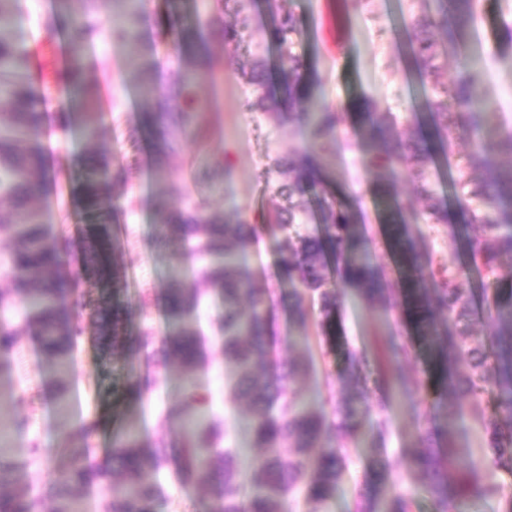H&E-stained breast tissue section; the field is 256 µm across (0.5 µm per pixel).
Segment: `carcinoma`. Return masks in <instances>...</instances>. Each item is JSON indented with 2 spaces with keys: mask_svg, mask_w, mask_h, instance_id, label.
<instances>
[{
  "mask_svg": "<svg viewBox=\"0 0 512 512\" xmlns=\"http://www.w3.org/2000/svg\"><path fill=\"white\" fill-rule=\"evenodd\" d=\"M433 4V9L414 16L407 30L408 65L424 95V111L428 112L425 125L414 131L401 130L394 120L363 107L364 136L370 144L366 162L376 171L404 168L414 173L430 223L447 224L456 216L463 224L482 227L480 234L467 241V258L468 268L493 285L486 301L500 323L493 332L494 369L488 365V354L469 344L473 297L463 286L462 269L451 260L435 262L429 252L419 254L394 201L393 185L379 186L381 197L390 201L389 248L405 270L402 292L417 335H436L433 359L440 388L468 398L485 430L495 463L512 470V285L503 287L497 276L500 258L512 257V213L508 210L512 165H493L482 154L486 108L471 65L449 84L435 80L459 53L472 28L473 0H433ZM266 5L272 15L266 38L286 56L288 66L281 74L280 92L274 95L268 87L265 60H252L246 81L254 88L255 99L249 107L263 112L273 108L282 123L305 122L311 141L309 151H291L274 159V168L285 176L277 190L284 205L269 223L247 224L241 220L232 223L224 214L211 211L205 198L190 206L159 200V241L172 247L175 258L181 260L191 251L220 261L203 265L190 282L175 277L163 289L161 312L171 330L158 339L152 352H145L147 337L129 329L130 320L139 311L132 302L112 309V324L103 326L98 337L104 351L123 356L127 364L119 398L143 399L169 364L179 365L186 399L165 415L168 424L178 426L175 435L146 442L131 418L100 460L91 443L97 424H83L68 434L66 444L58 449L62 466L55 469L43 499L0 492V512H38L44 499L51 501V512H81L91 488L109 485L112 492L105 493L102 512H159L163 490L145 476L166 468L173 469L183 482L199 481L207 486L212 497L209 512H286L285 504L292 505L300 498L308 512H320L336 492L348 460V442L354 435L351 421L359 415L371 416L369 390L356 385L341 400L329 392L317 408L303 401L295 383L308 373L310 363L274 357L272 305L265 292L252 286L242 257L266 233L282 234L276 275L300 286L289 308L290 322L296 328L306 327L310 313L305 299L317 300V326L327 343L336 335L341 286L357 289L372 305L383 304L391 289L370 261L355 215L323 191L326 177L322 157L335 145L340 116L329 106L311 109L319 83L312 77L306 58L293 50L297 20L283 10L279 0H266ZM143 24L139 11L130 8L121 24L106 27L94 0H86L79 15L55 16L46 25L45 38L53 46L62 39L65 56L63 66L52 72L50 80L43 73L30 71L26 49L0 29V80L11 87L9 111L0 112V244L7 248V284L0 289V385L10 377L8 355L20 336L30 337L42 357L62 373L82 336L83 304L73 299V289L59 273L61 255L69 243L49 234L38 207L48 186L43 142L46 116L39 101L51 84H63L79 97L87 136L95 138L100 131L98 96L86 83L95 61L87 47L105 32L115 51L133 56L139 50ZM246 28L244 19L224 25V44L233 50L239 47ZM169 32L173 35L170 50L178 57L204 40L203 28L186 33L174 20L169 21ZM179 85L177 99L157 93L148 82L142 85L143 93L154 98V105L141 112L140 121L154 133L155 154L163 162L161 172L176 154L178 136L191 134L204 139L209 134V125L192 106V75L181 74ZM458 132L471 140L466 166H481L483 176L475 181L461 173L452 180L455 196L470 201L460 205L455 215L423 174L439 157L448 156L453 135ZM133 175L131 160L121 162L113 156L90 159L82 198L103 228L117 221L118 213L99 207L100 200L120 198ZM296 196L318 198L324 234L293 232ZM102 249L103 244L96 239L85 242L87 271L93 273L101 266ZM207 294L222 301L218 323L224 333V363L235 374L233 398L248 403L255 447L264 449L252 457L248 485L241 478L237 452L212 447L220 438V423L210 419V398L195 383L206 358L193 313ZM407 356L403 338L392 337L389 370L394 386L403 392L420 386L419 380L406 377L400 365ZM492 386L501 389V414L500 420L490 423L483 403ZM327 406L332 414L343 417L341 424L327 417ZM453 462L452 453L438 445L432 433L423 434L419 448L403 461L396 462L386 454L381 457L367 487L356 494V512H411L412 502L407 496L397 493L382 505L372 488L382 481L400 485L415 472L427 476L426 492L437 512H456L459 493L450 476ZM19 474L15 455L0 449V489L16 482Z\"/></svg>",
  "mask_w": 512,
  "mask_h": 512,
  "instance_id": "carcinoma-1",
  "label": "carcinoma"
}]
</instances>
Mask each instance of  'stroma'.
Segmentation results:
<instances>
[{
  "label": "stroma",
  "instance_id": "35a3bbf8",
  "mask_svg": "<svg viewBox=\"0 0 512 512\" xmlns=\"http://www.w3.org/2000/svg\"><path fill=\"white\" fill-rule=\"evenodd\" d=\"M147 2L140 57L152 62L155 83L168 93L176 85L180 70L190 67L191 62L186 57L177 61L169 58L167 21L176 17L181 27H196L199 19L205 18L211 0ZM282 7L298 22L296 50L316 72L322 102L341 105L336 151L323 161L331 181L329 189L354 211L358 224L365 229L374 261L390 282H397L399 271L388 248L383 202L374 189L380 177L363 164L366 141L353 105L364 100L374 111L393 113L402 125L413 124L411 111L421 103L417 96L419 82L406 69L403 41L406 24L422 11L424 0H363L360 7H348V32L342 38L336 34V0H283ZM82 9V0H14V35L29 51H36L43 42L48 20L59 13L77 14ZM245 13L249 30L236 52L237 61H230L223 39L216 36L209 43L213 69L196 73V98L206 110L211 134L202 143L183 137L178 155L214 164V190L209 198L213 210L228 219L241 218L255 224L280 202L275 194L280 176L270 170L272 158L308 148L309 142L304 122L282 124L248 107L251 95L240 76L242 63L265 57L269 76L275 81L284 61L265 40L270 15L263 0H249ZM508 28L512 29V0H479L466 47L467 53L482 59L478 80L491 129L484 147L488 159L497 164L512 162V157L501 154L496 146L497 139L512 136V45L502 41ZM87 51L97 60L90 80L97 89L103 114L101 133L92 142L84 137L80 108L66 90L54 89L43 98L48 175L54 184L39 202L50 233L69 241L66 269L75 276L79 291L92 302L83 312L85 334L76 344L64 374L42 359L34 342L21 337L11 354V379L0 385V428L9 438L11 452L24 463L15 488L32 495L51 480L58 464L54 450L68 432L83 423L96 422L94 442L105 450L110 448L113 434L127 417L133 416L142 437L153 441L169 434L164 415L181 398L179 374L174 368L143 401L131 404L116 398L113 389L125 379V363L103 352L97 336L102 314L111 311L113 305L136 299L141 300L143 312L133 322V329L148 331L152 344L165 334L168 325L156 298L174 273L190 275L193 264H177L170 251L153 246L159 229L155 200L166 195L174 184L181 186L180 201L185 204L196 199L199 186L181 168L172 170L167 180H156L151 137L137 122L147 103L133 81L134 69L129 68L123 55L114 52L108 37H99ZM132 139L140 146L139 174L131 192L134 203L122 209L116 247L107 250L100 272L89 275L84 271L81 246L85 239L97 236L99 228L78 195L85 162L101 150L123 157ZM382 178L394 184L409 233L421 248L442 257H462L463 238L477 232V225L428 223L410 171L398 169ZM275 259L276 239L266 235L251 247L245 263L255 287L274 298L278 358H305L313 364L312 371L298 383L299 393L308 402L319 404L328 376L344 370L350 357L355 356L367 376L375 407L373 418L388 420L381 442L375 437L373 418L360 421L350 463L325 512H353V491L363 486L378 446H385L392 459H401L416 448L420 433L427 429L440 445L452 448L454 477L461 487H468L475 479L496 483L504 492L512 493V472L495 465L468 402L440 397L429 352L420 341L413 340L405 370L421 379V387L408 395L385 387L389 336L412 334L401 294H393L390 307L385 309L367 304L356 289H346L336 311L334 343H323L312 326L307 330V341L291 344L287 341L288 305L293 300V288L271 278ZM463 283L473 295L476 312L471 342L490 348L497 325L493 310L485 303V286L473 274L467 275ZM220 307V300L210 296L195 314L206 335L207 353L198 382L211 396L213 414L225 420L232 441L246 448L251 443L247 409L243 402L231 398L233 374L224 365L221 338L211 327ZM59 383L65 387L60 396L55 393ZM34 443L43 451L36 461L27 454ZM156 479L166 495L161 512H206L209 508L200 485L176 481L166 471L157 474Z\"/></svg>",
  "mask_w": 512,
  "mask_h": 512
}]
</instances>
